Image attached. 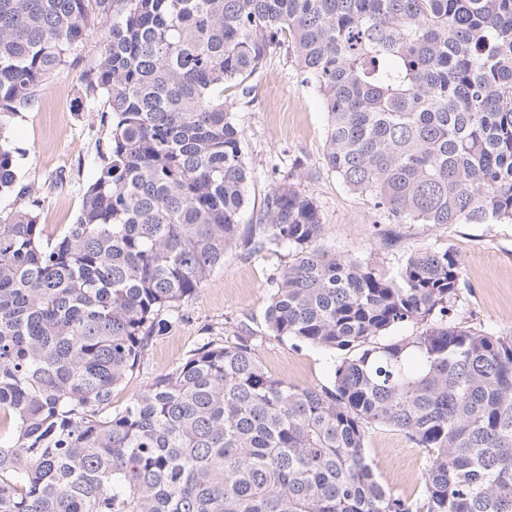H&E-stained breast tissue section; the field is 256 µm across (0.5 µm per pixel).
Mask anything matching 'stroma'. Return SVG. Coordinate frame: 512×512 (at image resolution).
<instances>
[{
    "mask_svg": "<svg viewBox=\"0 0 512 512\" xmlns=\"http://www.w3.org/2000/svg\"><path fill=\"white\" fill-rule=\"evenodd\" d=\"M98 52L97 37H90L78 59L40 88L35 105L9 131L18 180L41 198L39 222L48 239L75 221L84 193L101 168L107 142L101 107L77 100L79 75ZM248 84L251 93L234 106L247 163L255 173L241 223H254L272 187L267 176L271 167L285 173L301 162L297 183L320 207L324 249L371 258L388 274L396 273L418 250H450L463 264L466 283L458 302L460 319L477 329L512 336L511 222L390 223L367 198L349 191L324 167L326 114L318 94L301 84L287 48L271 54ZM270 269L271 261L264 255L249 253L243 245L232 248L223 268L183 304V319L149 341L133 373L113 391V412L122 411L134 395L207 340L249 338L271 376L300 386L328 384L336 359L333 352L269 335L263 312L271 289ZM364 431V453L381 486L402 498L420 497L427 467L424 449L384 425L369 424Z\"/></svg>",
    "mask_w": 512,
    "mask_h": 512,
    "instance_id": "stroma-1",
    "label": "stroma"
}]
</instances>
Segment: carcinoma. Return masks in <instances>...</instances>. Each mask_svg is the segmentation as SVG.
<instances>
[{
	"mask_svg": "<svg viewBox=\"0 0 512 512\" xmlns=\"http://www.w3.org/2000/svg\"><path fill=\"white\" fill-rule=\"evenodd\" d=\"M93 30L79 92L110 143L46 240L8 130ZM285 44L349 191L396 224L512 221V0H0V512H512V336L458 320L457 256L426 248L387 275L322 249L300 162L239 223L253 172L224 91ZM240 240L293 256L265 323L345 353L331 385L207 341L112 413L160 312ZM367 423L426 450L422 497L378 483Z\"/></svg>",
	"mask_w": 512,
	"mask_h": 512,
	"instance_id": "obj_1",
	"label": "carcinoma"
}]
</instances>
